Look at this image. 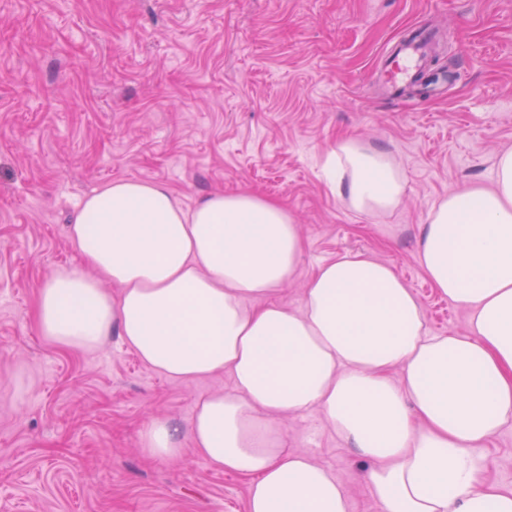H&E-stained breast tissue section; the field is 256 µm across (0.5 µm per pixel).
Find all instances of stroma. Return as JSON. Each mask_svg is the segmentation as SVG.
Masks as SVG:
<instances>
[{
    "instance_id": "1",
    "label": "stroma",
    "mask_w": 512,
    "mask_h": 512,
    "mask_svg": "<svg viewBox=\"0 0 512 512\" xmlns=\"http://www.w3.org/2000/svg\"><path fill=\"white\" fill-rule=\"evenodd\" d=\"M437 29L439 97L374 87L383 48ZM386 149L407 183L385 214L349 209L320 164L341 137ZM512 149V0H0V512H247L246 478L202 458L141 451L155 417L187 425L228 374L166 379L119 337L71 352L33 310L52 272L79 265L66 235L82 197L117 179L167 183L186 205L248 190L296 217L305 252L274 299L295 310L317 267L388 263L433 334L468 313L425 275L418 240L449 193L490 185ZM292 448L379 512L367 462L320 410L289 418ZM482 475L512 488V425L480 449Z\"/></svg>"
}]
</instances>
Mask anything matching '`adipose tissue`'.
Returning a JSON list of instances; mask_svg holds the SVG:
<instances>
[{
	"label": "adipose tissue",
	"instance_id": "ef3b65f1",
	"mask_svg": "<svg viewBox=\"0 0 512 512\" xmlns=\"http://www.w3.org/2000/svg\"><path fill=\"white\" fill-rule=\"evenodd\" d=\"M322 171L359 213L392 211L406 193L389 153L354 139ZM68 236L81 265L38 292L46 340L84 351L116 336L170 380H232L186 429L152 420L147 455L190 452L244 476L248 512H349L345 485L288 446V417L316 408L370 462L380 512H512V488L486 482L478 455L512 424V150L492 187L449 194L421 233L425 274L469 314L461 334H430L394 269L363 257L321 264L299 309L270 302L305 243L282 204L250 192L188 207L165 183L115 180L85 197Z\"/></svg>",
	"mask_w": 512,
	"mask_h": 512
}]
</instances>
